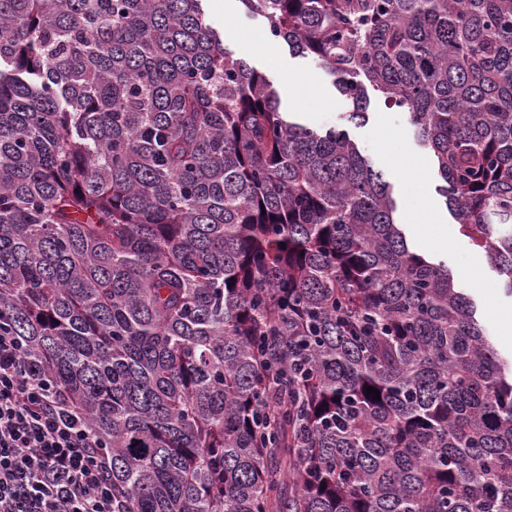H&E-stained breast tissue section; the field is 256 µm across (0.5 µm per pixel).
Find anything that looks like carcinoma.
<instances>
[{
    "mask_svg": "<svg viewBox=\"0 0 512 512\" xmlns=\"http://www.w3.org/2000/svg\"><path fill=\"white\" fill-rule=\"evenodd\" d=\"M206 2L0 0V308L112 512H512V359ZM242 2L348 121L408 110L512 296V0Z\"/></svg>",
    "mask_w": 512,
    "mask_h": 512,
    "instance_id": "cac0c4a2",
    "label": "carcinoma"
}]
</instances>
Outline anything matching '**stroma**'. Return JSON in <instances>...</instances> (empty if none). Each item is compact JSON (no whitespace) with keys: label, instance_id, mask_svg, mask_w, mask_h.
Returning a JSON list of instances; mask_svg holds the SVG:
<instances>
[{"label":"stroma","instance_id":"obj_1","mask_svg":"<svg viewBox=\"0 0 512 512\" xmlns=\"http://www.w3.org/2000/svg\"><path fill=\"white\" fill-rule=\"evenodd\" d=\"M225 2V8L212 6L208 9L213 25L226 35L225 48L246 59L251 67L264 72L277 88H284L292 77L308 80L310 92L305 106L285 100L281 103L282 110L289 112L297 122L320 131L341 126L347 128L374 169L381 171L390 183L400 205L398 220L404 224L407 238L411 241L418 235L414 225L408 222L406 207L410 190L401 180V171L411 164L424 171L426 189L438 221L428 226L421 250L448 263L458 287L474 296L478 316L493 336L496 348L503 355H511L512 341H507L504 336V314L512 312V297L502 292L499 277L485 252L461 233L444 197L437 192L439 179L433 156L419 144L408 112L389 106L382 97L374 95L367 108V120L347 121L351 106L318 62L295 54L283 41L244 46V38L264 32L265 21L249 12L242 0Z\"/></svg>","mask_w":512,"mask_h":512}]
</instances>
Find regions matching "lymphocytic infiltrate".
Instances as JSON below:
<instances>
[{
    "label": "lymphocytic infiltrate",
    "instance_id": "obj_1",
    "mask_svg": "<svg viewBox=\"0 0 512 512\" xmlns=\"http://www.w3.org/2000/svg\"><path fill=\"white\" fill-rule=\"evenodd\" d=\"M112 462L0 318V512H112Z\"/></svg>",
    "mask_w": 512,
    "mask_h": 512
}]
</instances>
